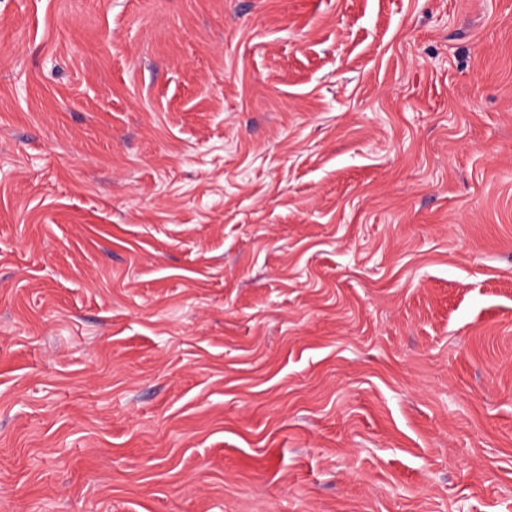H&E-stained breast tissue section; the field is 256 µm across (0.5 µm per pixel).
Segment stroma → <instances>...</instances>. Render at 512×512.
<instances>
[{"instance_id":"stroma-1","label":"stroma","mask_w":512,"mask_h":512,"mask_svg":"<svg viewBox=\"0 0 512 512\" xmlns=\"http://www.w3.org/2000/svg\"><path fill=\"white\" fill-rule=\"evenodd\" d=\"M0 512H512V0H0Z\"/></svg>"}]
</instances>
